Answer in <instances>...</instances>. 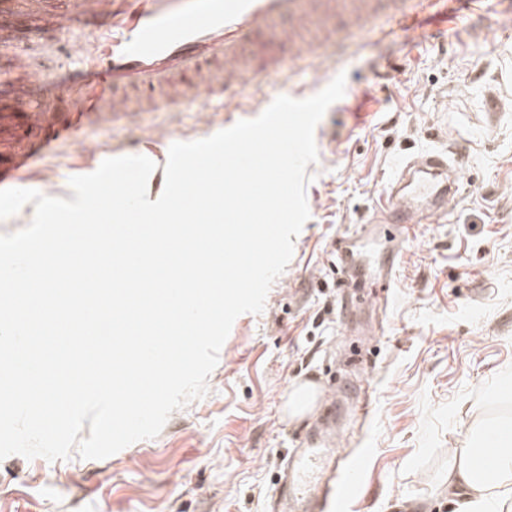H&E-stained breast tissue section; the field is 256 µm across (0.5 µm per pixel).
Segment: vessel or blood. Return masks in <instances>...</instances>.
Segmentation results:
<instances>
[{
  "label": "vessel or blood",
  "mask_w": 512,
  "mask_h": 512,
  "mask_svg": "<svg viewBox=\"0 0 512 512\" xmlns=\"http://www.w3.org/2000/svg\"><path fill=\"white\" fill-rule=\"evenodd\" d=\"M408 0H74L60 10L54 0H0V186L18 184L51 145H74L87 123L102 113L121 118L126 89L153 94V107L217 112L228 88L261 87L281 74L274 47L261 41L270 24L288 20L290 39L300 41L314 72L330 59L358 51L337 38L330 18L342 15L349 28H374L380 11L409 27L435 21ZM86 28L70 36L75 16ZM28 28L34 41L24 40ZM67 58L78 81L57 78ZM53 85L50 96L36 88ZM459 190V173L444 153L400 164L389 182L388 202L377 223L395 225L409 237L429 215L445 211ZM362 477L358 462L343 461L333 439L296 449L277 487L276 512H341Z\"/></svg>",
  "instance_id": "vessel-or-blood-1"
}]
</instances>
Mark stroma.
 <instances>
[{
    "label": "stroma",
    "instance_id": "obj_1",
    "mask_svg": "<svg viewBox=\"0 0 512 512\" xmlns=\"http://www.w3.org/2000/svg\"><path fill=\"white\" fill-rule=\"evenodd\" d=\"M447 25L388 23L339 65L348 91L315 129L310 217L261 313L240 315L204 397L158 436L101 460H0V512H266L283 460L322 422L284 412L294 383L334 384L342 456H362L344 512H455L448 451L468 426L512 416V0L456 4ZM262 93L225 112H133L85 131L26 185L73 199L68 180L148 142L200 140L244 120ZM444 152L460 170L446 212L391 243L372 227L396 163ZM397 250L391 292L355 300ZM370 396V412L356 402Z\"/></svg>",
    "mask_w": 512,
    "mask_h": 512
}]
</instances>
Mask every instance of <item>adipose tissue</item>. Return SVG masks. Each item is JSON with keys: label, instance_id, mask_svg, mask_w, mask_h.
<instances>
[{"label": "adipose tissue", "instance_id": "ef3b65f1", "mask_svg": "<svg viewBox=\"0 0 512 512\" xmlns=\"http://www.w3.org/2000/svg\"><path fill=\"white\" fill-rule=\"evenodd\" d=\"M449 454L448 490L457 512H512V420L495 441L474 431L467 446Z\"/></svg>", "mask_w": 512, "mask_h": 512}]
</instances>
